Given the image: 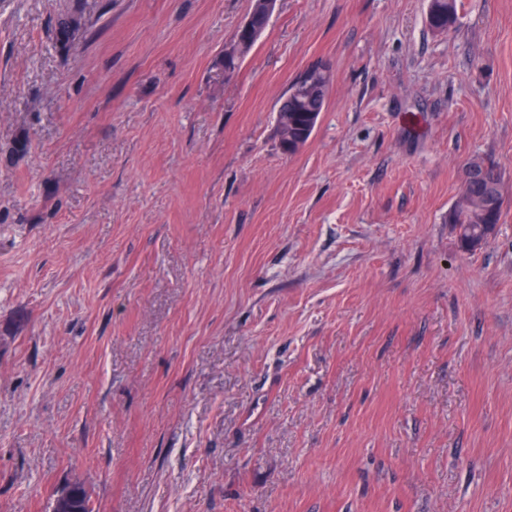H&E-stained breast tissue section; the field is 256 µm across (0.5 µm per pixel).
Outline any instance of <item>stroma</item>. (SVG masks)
I'll use <instances>...</instances> for the list:
<instances>
[{
	"instance_id": "1",
	"label": "stroma",
	"mask_w": 512,
	"mask_h": 512,
	"mask_svg": "<svg viewBox=\"0 0 512 512\" xmlns=\"http://www.w3.org/2000/svg\"><path fill=\"white\" fill-rule=\"evenodd\" d=\"M428 4L278 0L228 79L251 0H0V512H512V0ZM456 0H430L428 26L436 32L447 33L455 23ZM299 76L290 85L288 93L280 105L281 110L288 108V144L286 148L282 149L289 154L298 152L308 141L326 102V95L322 96L323 101L320 108L316 112H312L313 103L306 100V95L302 93L301 87L297 88ZM294 90L296 91L293 92ZM490 173L489 181H471L472 171ZM503 204L500 174L481 161H472L466 168L465 184L461 197L449 217L458 224L460 240L466 249L476 248L491 236L500 220ZM78 487L75 493L74 507H73V483H68L61 488H58L53 495L49 512H95V509L91 503L90 497L88 496L83 485L77 483Z\"/></svg>"
}]
</instances>
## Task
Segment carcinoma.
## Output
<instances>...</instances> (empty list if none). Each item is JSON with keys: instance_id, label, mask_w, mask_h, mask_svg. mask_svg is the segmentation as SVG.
Here are the masks:
<instances>
[{"instance_id": "1", "label": "carcinoma", "mask_w": 512, "mask_h": 512, "mask_svg": "<svg viewBox=\"0 0 512 512\" xmlns=\"http://www.w3.org/2000/svg\"><path fill=\"white\" fill-rule=\"evenodd\" d=\"M455 0H430L427 14L428 26L436 32L446 33L455 23ZM255 45V40L234 37L230 47L233 53L224 57V66L238 68L241 60ZM313 103L306 100L302 88L292 82L281 109L288 110V137L278 132L279 141H288V152H298L312 135L323 109L313 111ZM486 170L490 179L485 181L465 180L461 197L449 217L451 223L458 225L462 246L472 249L481 245L491 236L500 220L503 204L502 182L500 174L481 161H472L466 173Z\"/></svg>"}]
</instances>
